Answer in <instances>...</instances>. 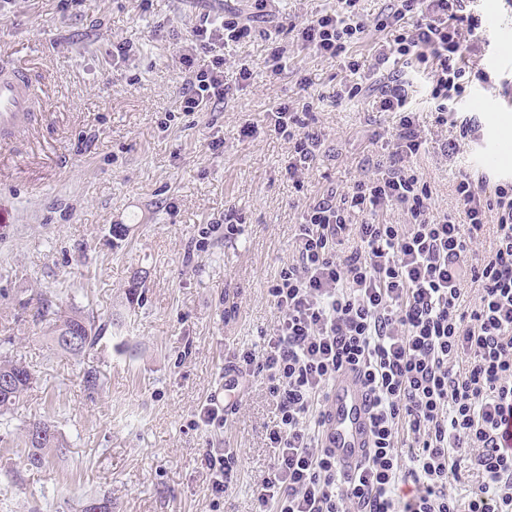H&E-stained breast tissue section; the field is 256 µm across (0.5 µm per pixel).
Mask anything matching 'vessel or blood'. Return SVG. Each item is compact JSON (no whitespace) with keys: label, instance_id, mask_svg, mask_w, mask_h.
<instances>
[{"label":"vessel or blood","instance_id":"b4317fda","mask_svg":"<svg viewBox=\"0 0 512 512\" xmlns=\"http://www.w3.org/2000/svg\"><path fill=\"white\" fill-rule=\"evenodd\" d=\"M32 81L27 68L10 65L0 72V142L27 132L32 124ZM371 402L359 374L341 370L333 381L325 410L323 445L336 459L342 475L350 476L371 445Z\"/></svg>","mask_w":512,"mask_h":512}]
</instances>
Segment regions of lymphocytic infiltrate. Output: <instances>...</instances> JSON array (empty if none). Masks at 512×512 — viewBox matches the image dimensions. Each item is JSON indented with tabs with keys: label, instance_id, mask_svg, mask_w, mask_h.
Wrapping results in <instances>:
<instances>
[{
	"label": "lymphocytic infiltrate",
	"instance_id": "lymphocytic-infiltrate-1",
	"mask_svg": "<svg viewBox=\"0 0 512 512\" xmlns=\"http://www.w3.org/2000/svg\"><path fill=\"white\" fill-rule=\"evenodd\" d=\"M279 2L252 0L249 18L206 15L192 27L178 48L182 111L223 103L225 46L251 38L253 19L275 16ZM339 3L306 18L297 48L357 75L333 104L369 87L379 111L398 113L399 122L376 132L371 177L305 204L292 258L267 290L279 322L260 351L231 359L233 387L263 377L280 413L256 512H512V447L501 433L512 417V180L462 173L455 212L435 211L414 164L429 138L411 108V76L430 69L436 124L456 129L441 141L442 155L479 139V121L457 119L455 106L470 80H491L465 58L488 43L487 29L468 0H391L377 24L384 35L364 63L349 53L368 29L359 0ZM411 14L418 20L409 26ZM201 54L209 58L203 68L195 65ZM271 124L292 145L289 181L302 184L323 133L285 104L272 109ZM394 211L404 223L390 222ZM347 365L372 396L374 441L345 478L322 445V427L330 385ZM200 457L223 502L237 450L204 448ZM463 465L478 479L465 502L448 490Z\"/></svg>",
	"mask_w": 512,
	"mask_h": 512
}]
</instances>
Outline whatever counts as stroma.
Instances as JSON below:
<instances>
[{
  "label": "stroma",
  "instance_id": "35a3bbf8",
  "mask_svg": "<svg viewBox=\"0 0 512 512\" xmlns=\"http://www.w3.org/2000/svg\"><path fill=\"white\" fill-rule=\"evenodd\" d=\"M495 43L475 60L492 74L459 101L487 139L504 140L512 112L491 98L512 95V7L474 0ZM246 14L248 0H82L61 16L58 0H12L0 10V59L29 65L42 89V115L13 145L0 146V355L21 359L35 383L0 416V512H79L82 498L108 492L112 512H211L199 451L236 448L240 465L223 512H255L270 466L268 434L278 421L264 380L254 379L224 429L191 428L205 400L224 386L232 350L261 343L279 313L267 289L292 256L300 211L329 188L370 175L375 131L399 115L379 111L374 93L341 105L331 94L351 75L307 52L282 74L263 62L256 37L226 50L224 80L253 65L250 85L208 112L180 108L183 75L175 37L205 12ZM134 55L113 64L112 47ZM310 105L325 152L302 187L289 182L290 146L270 130L280 103ZM256 129L241 136L243 125ZM222 145L211 150L207 142ZM481 145L454 161L438 149L415 160L439 211L455 207L460 172L512 177V158L487 167ZM233 214L240 234L203 227ZM127 229L112 236L113 225ZM143 278L140 296L128 290ZM50 302L39 309L40 299ZM97 312L107 329L83 356L55 346V312ZM99 376L85 389L86 371ZM55 425L63 445L43 468L28 466L24 429Z\"/></svg>",
  "mask_w": 512,
  "mask_h": 512
}]
</instances>
